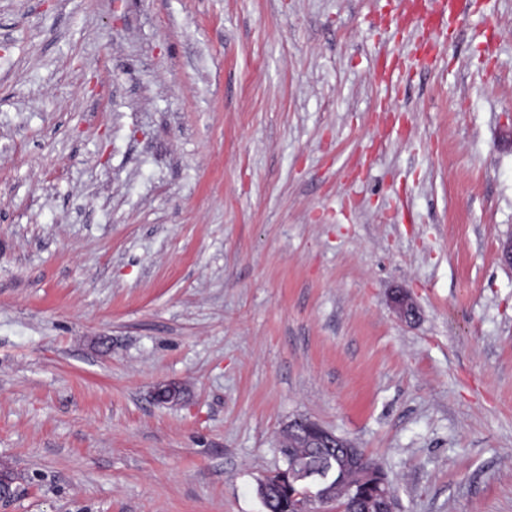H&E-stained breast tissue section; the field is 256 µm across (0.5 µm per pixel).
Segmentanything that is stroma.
Segmentation results:
<instances>
[{
    "label": "stroma",
    "mask_w": 512,
    "mask_h": 512,
    "mask_svg": "<svg viewBox=\"0 0 512 512\" xmlns=\"http://www.w3.org/2000/svg\"><path fill=\"white\" fill-rule=\"evenodd\" d=\"M468 2L0 0V512H266L297 418L396 512H512V0ZM296 423L304 424L308 441L312 445L316 447H322L326 445L330 447L336 446V448H342L347 462L353 461L360 452V448H355V446L347 439L335 434L330 430H327L317 422L310 419H297L290 422L288 424L287 431H291ZM370 480L368 495L363 498L362 503L366 512H395V500L387 478L371 473Z\"/></svg>",
    "instance_id": "1"
}]
</instances>
